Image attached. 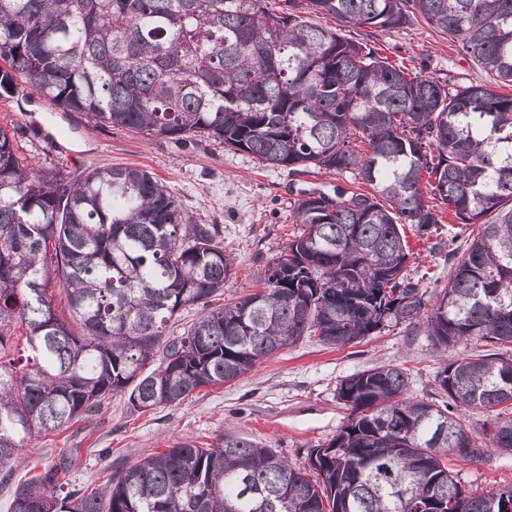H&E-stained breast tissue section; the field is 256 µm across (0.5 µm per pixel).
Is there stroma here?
I'll return each mask as SVG.
<instances>
[{
  "label": "stroma",
  "instance_id": "obj_1",
  "mask_svg": "<svg viewBox=\"0 0 512 512\" xmlns=\"http://www.w3.org/2000/svg\"><path fill=\"white\" fill-rule=\"evenodd\" d=\"M375 39L382 55L411 69L426 68L440 81L468 85L491 80L457 42L424 21ZM15 123L37 131L20 142L33 163H59L75 176L104 164L139 167L152 172L198 223L223 225L224 251L234 262L221 297L225 303L255 292L258 269L286 245L295 229L289 213L299 190L317 186L329 191L339 182L325 173L292 177L211 140L184 146L120 128L93 129L83 113L63 111L39 96L21 107L0 100V126ZM407 241L413 253L409 272L422 276L425 290L435 294L436 278L448 275L443 254L432 251L435 237L411 233ZM483 351L482 344L463 341L439 352L425 332L410 334L401 326L343 348L307 337L249 374L221 387L201 388L179 405L137 412L127 394L112 395L82 421L27 442L12 479L27 480L44 465L61 461V480L68 488L93 489L176 439L187 437L204 448L225 435L274 449L301 467L309 449L327 444L345 421L347 410L337 398L345 377L398 365L409 372L414 397L438 400L436 373L454 357ZM447 463L469 491L487 493L512 483V454L492 452L474 462L451 456Z\"/></svg>",
  "mask_w": 512,
  "mask_h": 512
}]
</instances>
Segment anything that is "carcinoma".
<instances>
[{
	"label": "carcinoma",
	"mask_w": 512,
	"mask_h": 512,
	"mask_svg": "<svg viewBox=\"0 0 512 512\" xmlns=\"http://www.w3.org/2000/svg\"><path fill=\"white\" fill-rule=\"evenodd\" d=\"M332 18L319 27L309 16ZM421 18L493 82L450 88L339 32ZM512 0H0V100L52 105L154 138L212 139L295 177L355 188L299 192L287 245L260 289L221 307L224 226L199 224L151 172L97 166L73 179L19 153L0 127V468L129 392L135 411L234 381L305 336L342 348L423 327L446 351L512 343ZM449 212L448 281L425 299L403 226L434 236ZM66 293L73 322L54 309ZM199 316L166 335L180 310ZM441 403L381 365L344 378L350 409L300 469L270 448L189 438L104 489L65 490L53 464L13 487L9 512H512V485L475 495L448 470L512 452V358L448 361ZM466 412L492 416L481 427Z\"/></svg>",
	"instance_id": "cac0c4a2"
}]
</instances>
